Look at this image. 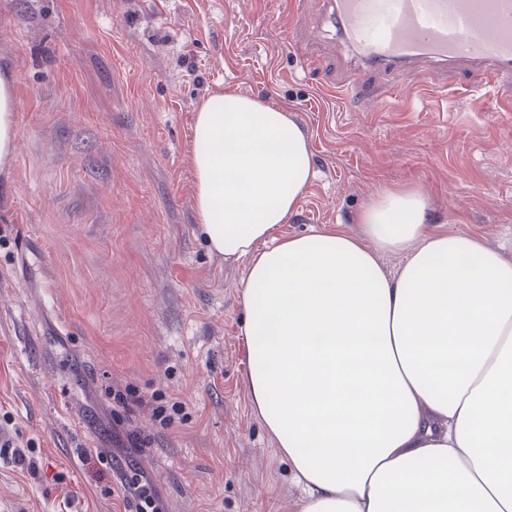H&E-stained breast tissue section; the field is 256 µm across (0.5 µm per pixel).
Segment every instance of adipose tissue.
I'll list each match as a JSON object with an SVG mask.
<instances>
[{"mask_svg": "<svg viewBox=\"0 0 512 512\" xmlns=\"http://www.w3.org/2000/svg\"><path fill=\"white\" fill-rule=\"evenodd\" d=\"M0 67V165L16 148ZM197 224L245 264L251 404L303 495L298 512H512V259L436 231L411 188L362 233L276 230L313 176L300 124L227 91L191 126ZM402 254L397 274L379 261Z\"/></svg>", "mask_w": 512, "mask_h": 512, "instance_id": "obj_1", "label": "adipose tissue"}]
</instances>
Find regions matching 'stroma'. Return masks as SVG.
Returning <instances> with one entry per match:
<instances>
[{
	"label": "stroma",
	"mask_w": 512,
	"mask_h": 512,
	"mask_svg": "<svg viewBox=\"0 0 512 512\" xmlns=\"http://www.w3.org/2000/svg\"><path fill=\"white\" fill-rule=\"evenodd\" d=\"M296 52H289V44ZM323 0H0L17 148L0 166V512H119L126 425L106 388L162 393L138 456L166 512H298L251 407L244 266L205 246L189 128L224 91L289 112L314 178L281 236L342 225L413 188L436 230L512 258V83L471 69L371 108L330 92L351 55Z\"/></svg>",
	"instance_id": "obj_1"
}]
</instances>
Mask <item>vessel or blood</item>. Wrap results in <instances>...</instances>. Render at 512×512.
Here are the masks:
<instances>
[{
	"label": "vessel or blood",
	"mask_w": 512,
	"mask_h": 512,
	"mask_svg": "<svg viewBox=\"0 0 512 512\" xmlns=\"http://www.w3.org/2000/svg\"><path fill=\"white\" fill-rule=\"evenodd\" d=\"M329 20L360 71H407L431 84L433 65L512 79V0H326Z\"/></svg>",
	"instance_id": "obj_1"
}]
</instances>
